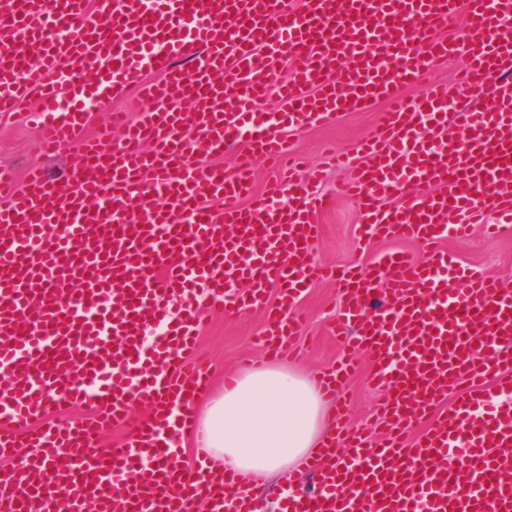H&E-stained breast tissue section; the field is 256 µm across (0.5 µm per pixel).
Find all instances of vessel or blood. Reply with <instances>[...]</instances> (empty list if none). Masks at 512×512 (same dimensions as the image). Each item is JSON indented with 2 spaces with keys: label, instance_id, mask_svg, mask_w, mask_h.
Listing matches in <instances>:
<instances>
[{
  "label": "vessel or blood",
  "instance_id": "vessel-or-blood-1",
  "mask_svg": "<svg viewBox=\"0 0 512 512\" xmlns=\"http://www.w3.org/2000/svg\"><path fill=\"white\" fill-rule=\"evenodd\" d=\"M512 0H0V113L33 104L41 152L66 153L68 186L42 169L0 170V455L29 449L25 476L0 471V512H256L231 497L248 473H205L191 406L211 384L195 352L212 313L261 312L267 359L295 353L308 283L342 289L346 358L315 383L336 422L313 466L320 481L288 512H512V290L461 270L440 243L512 217ZM463 21L462 40L448 30ZM467 58L449 108L433 84L402 86L433 63ZM137 84L149 106L86 131L91 106ZM495 89L484 111L463 108ZM276 95L277 123L256 110ZM67 100L66 110L55 109ZM385 100L359 143L345 191L361 234L420 243L373 266L325 268L308 252L326 205L321 176L283 169L266 192L257 158L287 157L283 128L326 123ZM237 169L211 157L235 149ZM286 205H274L277 197ZM276 287V300L267 290ZM372 353L384 398L375 439L351 425L341 393ZM140 402L146 415L129 421ZM87 405L80 420H43ZM109 423L126 436L109 448ZM195 437V458L181 461Z\"/></svg>",
  "mask_w": 512,
  "mask_h": 512
}]
</instances>
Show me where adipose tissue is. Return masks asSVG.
Wrapping results in <instances>:
<instances>
[{"label":"adipose tissue","instance_id":"adipose-tissue-1","mask_svg":"<svg viewBox=\"0 0 512 512\" xmlns=\"http://www.w3.org/2000/svg\"><path fill=\"white\" fill-rule=\"evenodd\" d=\"M313 382L274 365L243 372L198 415L209 455L251 475L279 476L328 441Z\"/></svg>","mask_w":512,"mask_h":512}]
</instances>
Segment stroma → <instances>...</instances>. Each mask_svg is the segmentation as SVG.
I'll return each instance as SVG.
<instances>
[{"mask_svg":"<svg viewBox=\"0 0 512 512\" xmlns=\"http://www.w3.org/2000/svg\"><path fill=\"white\" fill-rule=\"evenodd\" d=\"M381 110V105L376 104L363 112L347 113L333 122L296 129L289 132L288 141L293 150L313 165L320 162L323 151L331 146L351 154L369 134ZM32 164L40 165L49 177L60 181L65 180L68 172L66 156L46 157L40 153L37 130L25 114L0 115V166L21 171ZM342 177V172H328L321 186L332 203L317 217V236L310 253L314 262L355 263L365 267L391 249L419 257V246L410 242L358 240L356 227L361 214L355 201L339 196L337 185ZM445 245L467 270L497 276L505 288L512 289V227L503 228L496 237L486 236L475 227L467 237L447 238ZM340 301L338 288L330 283L310 284L299 298L306 327L297 337L302 354L292 364L306 377H313L317 369L335 365L342 357L340 345L328 327L340 308ZM261 324V315L256 311L207 318L200 346L211 361L214 380H223L226 371L238 370L240 356L257 355L254 338Z\"/></svg>","mask_w":512,"mask_h":512,"instance_id":"stroma-1","label":"stroma"}]
</instances>
